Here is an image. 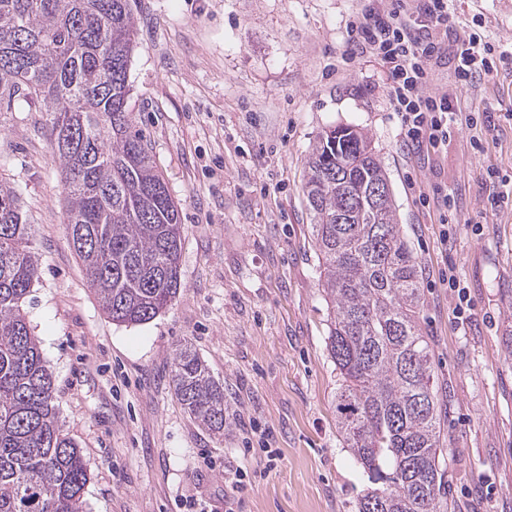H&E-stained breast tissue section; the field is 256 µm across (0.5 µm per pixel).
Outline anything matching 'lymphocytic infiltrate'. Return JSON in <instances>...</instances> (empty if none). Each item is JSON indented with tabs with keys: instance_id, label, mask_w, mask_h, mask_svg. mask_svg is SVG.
<instances>
[{
	"instance_id": "f902f5d3",
	"label": "lymphocytic infiltrate",
	"mask_w": 512,
	"mask_h": 512,
	"mask_svg": "<svg viewBox=\"0 0 512 512\" xmlns=\"http://www.w3.org/2000/svg\"><path fill=\"white\" fill-rule=\"evenodd\" d=\"M450 0H365L351 22L350 56H369L387 68L389 100L405 148L439 150L462 122L456 95L430 91L431 67L442 52ZM455 77L466 87L491 77L512 49L478 34L455 38Z\"/></svg>"
}]
</instances>
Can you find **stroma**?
Segmentation results:
<instances>
[{"instance_id":"1","label":"stroma","mask_w":512,"mask_h":512,"mask_svg":"<svg viewBox=\"0 0 512 512\" xmlns=\"http://www.w3.org/2000/svg\"><path fill=\"white\" fill-rule=\"evenodd\" d=\"M129 110L183 226L182 288L136 326L112 323L69 245L45 113L0 112V173L35 226L39 277L24 305L58 411L92 479L84 512H223L224 473L250 483L239 512H358L369 486L336 427L332 317L303 195L323 131L367 132L420 262L423 328L445 411L456 512H512V205L484 216L488 171L512 181V68L460 95L496 125L482 151L463 125L407 154L377 59L343 60L356 0H132ZM512 41V0H454L450 28ZM449 187L448 211L419 194ZM487 217L483 231L475 223ZM454 272L470 300L453 321ZM191 345L224 386V433L191 420L172 386ZM271 431L273 457L261 451Z\"/></svg>"}]
</instances>
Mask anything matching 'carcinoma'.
I'll return each instance as SVG.
<instances>
[{
    "instance_id": "obj_1",
    "label": "carcinoma",
    "mask_w": 512,
    "mask_h": 512,
    "mask_svg": "<svg viewBox=\"0 0 512 512\" xmlns=\"http://www.w3.org/2000/svg\"><path fill=\"white\" fill-rule=\"evenodd\" d=\"M135 36L130 0H0V112L24 102L46 114L71 246L104 313L125 325L164 313L181 288L179 209L128 111ZM307 166L336 426L371 483L359 512H454L422 278L389 176L346 126L319 137ZM38 275L19 190L0 175V512H83L90 471L23 311ZM172 383L184 411L223 435L224 387L187 344Z\"/></svg>"
}]
</instances>
